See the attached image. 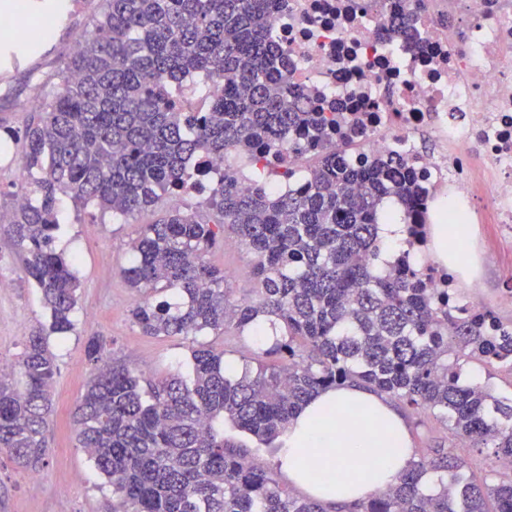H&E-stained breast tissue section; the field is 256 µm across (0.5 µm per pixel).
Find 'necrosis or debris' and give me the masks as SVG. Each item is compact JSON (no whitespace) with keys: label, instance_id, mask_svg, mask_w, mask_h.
Wrapping results in <instances>:
<instances>
[{"label":"necrosis or debris","instance_id":"necrosis-or-debris-1","mask_svg":"<svg viewBox=\"0 0 512 512\" xmlns=\"http://www.w3.org/2000/svg\"><path fill=\"white\" fill-rule=\"evenodd\" d=\"M270 24L292 83L336 106V142L412 150L420 223L483 210L512 235V0H275Z\"/></svg>","mask_w":512,"mask_h":512}]
</instances>
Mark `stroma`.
<instances>
[{
  "mask_svg": "<svg viewBox=\"0 0 512 512\" xmlns=\"http://www.w3.org/2000/svg\"><path fill=\"white\" fill-rule=\"evenodd\" d=\"M29 3L26 16L32 33L20 36L0 28V50L15 43L29 46L25 63L16 67L9 81H0V143L10 145L8 152L0 151V210L10 208L22 191V132L34 104L59 91L60 74L76 41L92 30L102 10V0H70L61 14L56 11V0ZM172 204V199L162 198L154 210L123 224L61 198L55 246L73 261L81 283L76 328L50 339L59 372L54 383L48 464L40 470V483L34 487L26 473L0 454V512H112L116 505L111 486L78 446L73 411L93 370L86 352L90 337L104 340V360H121L155 381L190 361L192 337L152 338L140 333L130 317L136 295L120 274L130 258L128 243L140 226L159 219ZM476 235L484 261L467 294L510 323L512 304L505 303L504 297L512 290V236L503 234L495 224L477 225ZM18 252L7 229L1 227L0 279L9 281L10 286L0 290V359L11 363L18 361L27 337L49 322L40 293L28 281ZM207 258L227 272L234 297L254 296L258 282L250 257L233 239L217 243ZM401 413L414 452L445 448L460 457L466 475L480 479L493 471L504 479L512 477V468L490 469L487 453L462 447L454 431L434 415L407 407Z\"/></svg>",
  "mask_w": 512,
  "mask_h": 512,
  "instance_id": "1",
  "label": "stroma"
}]
</instances>
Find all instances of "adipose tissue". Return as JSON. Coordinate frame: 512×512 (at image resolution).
I'll list each match as a JSON object with an SVG mask.
<instances>
[{"label":"adipose tissue","instance_id":"adipose-tissue-1","mask_svg":"<svg viewBox=\"0 0 512 512\" xmlns=\"http://www.w3.org/2000/svg\"><path fill=\"white\" fill-rule=\"evenodd\" d=\"M411 459L408 427L395 405L348 383L321 390L302 405L277 455L290 484L341 503L394 485Z\"/></svg>","mask_w":512,"mask_h":512}]
</instances>
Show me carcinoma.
Returning <instances> with one entry per match:
<instances>
[{
  "label": "carcinoma",
  "instance_id": "1",
  "mask_svg": "<svg viewBox=\"0 0 512 512\" xmlns=\"http://www.w3.org/2000/svg\"><path fill=\"white\" fill-rule=\"evenodd\" d=\"M272 0H103L78 41L62 89L23 132L26 186L6 212L24 271L49 325L28 337L19 373L0 375V453L23 471L46 463L58 361L51 335L75 328L80 281L54 246L60 196L126 221L162 197L202 190L141 225L122 277L145 336H275L234 374L227 351L191 350L189 377L151 382L98 363L76 407L77 441L118 498L114 512H331L339 505L280 485L274 471L224 437L229 423L256 448L284 447L288 425L319 390L357 383L431 413L492 463L512 466V397L462 379L464 364L512 369V328L463 297L426 287L407 249L380 263L379 225H406L421 186L410 156L351 155L330 146L338 113L305 109L270 31ZM211 81L207 111L184 86ZM304 155V171L288 154ZM250 186L242 188L243 176ZM231 233L260 288L232 298L207 260ZM346 512H512V478L476 481L443 448L413 457L396 485Z\"/></svg>",
  "mask_w": 512,
  "mask_h": 512
}]
</instances>
